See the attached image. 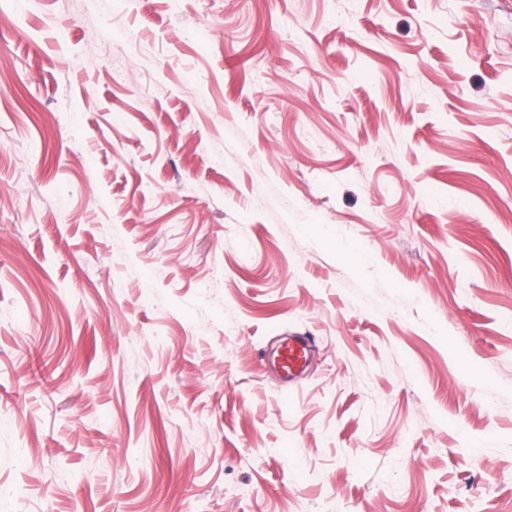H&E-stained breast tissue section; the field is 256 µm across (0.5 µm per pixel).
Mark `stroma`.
I'll list each match as a JSON object with an SVG mask.
<instances>
[{"mask_svg": "<svg viewBox=\"0 0 512 512\" xmlns=\"http://www.w3.org/2000/svg\"><path fill=\"white\" fill-rule=\"evenodd\" d=\"M0 512H512V0H0ZM316 340L314 336H288L266 359L278 372L288 389L299 386L302 373L308 366Z\"/></svg>", "mask_w": 512, "mask_h": 512, "instance_id": "stroma-1", "label": "stroma"}]
</instances>
